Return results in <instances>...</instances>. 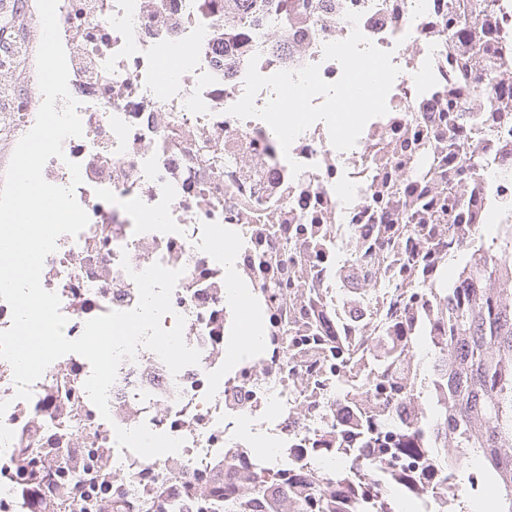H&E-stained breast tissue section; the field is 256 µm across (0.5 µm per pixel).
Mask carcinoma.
<instances>
[{
	"mask_svg": "<svg viewBox=\"0 0 512 512\" xmlns=\"http://www.w3.org/2000/svg\"><path fill=\"white\" fill-rule=\"evenodd\" d=\"M25 20L10 0H0V40L24 31ZM0 70V102L16 89V78L27 67L25 52L18 51ZM482 250L495 253L504 265L489 263L471 253L457 258L453 278L443 279L436 293L444 300L437 320L446 330L441 347L431 351L432 381L448 393L457 407V419L448 425V408L424 392L427 428L437 437L452 432V448L464 459L480 463V473L499 491L496 512H512V224H496L490 237H481ZM475 282H495L498 287L471 288L463 302L452 303L458 292V276ZM379 449L380 459L392 466L441 447L388 448L386 439H368ZM241 487L218 484L194 489L191 508L196 512H336L340 479L321 469L307 475L308 492L288 499V470H279L260 458L244 465Z\"/></svg>",
	"mask_w": 512,
	"mask_h": 512,
	"instance_id": "1",
	"label": "carcinoma"
}]
</instances>
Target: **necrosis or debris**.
Returning <instances> with one entry per match:
<instances>
[{"label":"necrosis or debris","instance_id":"obj_1","mask_svg":"<svg viewBox=\"0 0 512 512\" xmlns=\"http://www.w3.org/2000/svg\"><path fill=\"white\" fill-rule=\"evenodd\" d=\"M466 2L275 0L270 13L228 17L224 0H59L83 134L43 176L65 187L67 161L80 164L75 197L89 224L59 238L41 283L74 339L87 320L136 307L130 270L182 269L162 325L184 316L200 358L174 373L138 349L119 366L106 419L84 389L85 358L56 360L27 401L0 359V512H61L62 484L86 496L83 512H141L159 487L178 502L223 469L229 448L347 477L336 512H398L362 431L420 436L428 376L410 350L419 332L435 345L443 334L428 290L450 255L472 248L473 226L512 224V0ZM356 27L400 73L387 114L353 148L335 149L318 122L285 153L265 122L230 114L250 59L266 76L315 64L334 82L342 68L323 46ZM41 103L31 67L9 104L0 181ZM227 243L266 331L233 366L224 347L241 318L227 298ZM395 291L414 303L394 306ZM391 348L402 356L386 366L384 401L366 383ZM141 424L183 447L156 458L118 447L116 428Z\"/></svg>","mask_w":512,"mask_h":512}]
</instances>
